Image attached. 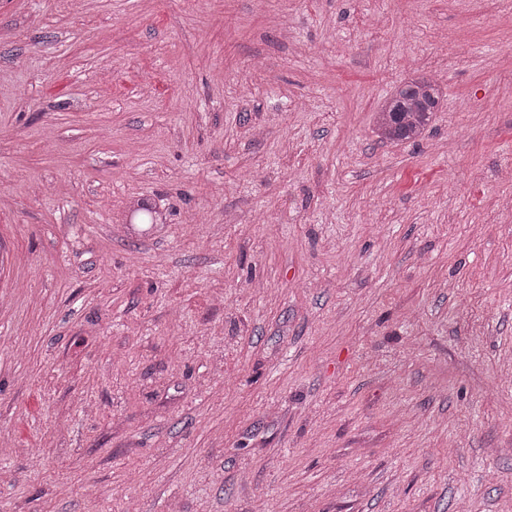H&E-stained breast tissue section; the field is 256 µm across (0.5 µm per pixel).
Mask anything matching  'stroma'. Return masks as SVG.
<instances>
[{"label": "stroma", "mask_w": 512, "mask_h": 512, "mask_svg": "<svg viewBox=\"0 0 512 512\" xmlns=\"http://www.w3.org/2000/svg\"><path fill=\"white\" fill-rule=\"evenodd\" d=\"M508 170L512 0H0V512H512ZM440 86L431 80H412L395 87L377 114L381 140L414 141L422 136L438 110ZM140 201V204L137 203ZM129 209L133 210L132 216L134 222L131 224H166V219L160 212L157 211L156 206L148 200H136L130 206Z\"/></svg>", "instance_id": "35a3bbf8"}]
</instances>
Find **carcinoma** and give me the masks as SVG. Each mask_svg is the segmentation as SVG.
<instances>
[{
  "mask_svg": "<svg viewBox=\"0 0 512 512\" xmlns=\"http://www.w3.org/2000/svg\"><path fill=\"white\" fill-rule=\"evenodd\" d=\"M440 86L430 80H412L395 87L389 101L377 112V131L382 140L414 141L422 136L438 110ZM136 224H164L156 206L140 200L129 206Z\"/></svg>",
  "mask_w": 512,
  "mask_h": 512,
  "instance_id": "obj_1",
  "label": "carcinoma"
}]
</instances>
